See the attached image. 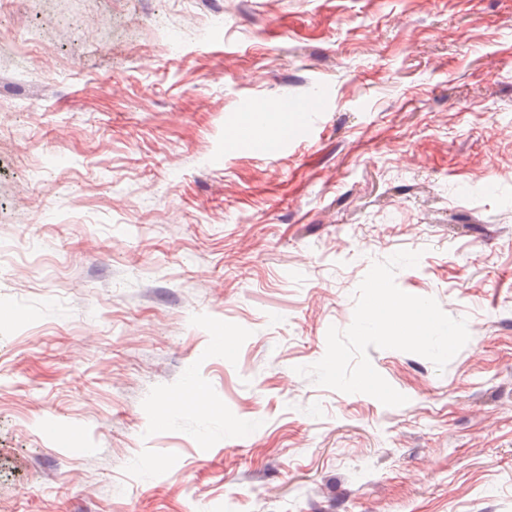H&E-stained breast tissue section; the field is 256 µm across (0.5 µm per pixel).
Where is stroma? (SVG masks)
<instances>
[{
    "instance_id": "35a3bbf8",
    "label": "stroma",
    "mask_w": 512,
    "mask_h": 512,
    "mask_svg": "<svg viewBox=\"0 0 512 512\" xmlns=\"http://www.w3.org/2000/svg\"><path fill=\"white\" fill-rule=\"evenodd\" d=\"M402 249L467 344L298 375ZM0 512H512V0L0 9ZM323 110V103L318 98H311L303 102L300 112H304V124L303 126H289L292 121V116L288 114V110L282 109L281 107H277L275 109V116L273 119V126L275 131L278 133L281 130H284L286 127L288 129L280 136V143L287 144L288 142L295 141L304 135L308 122L314 120L319 112Z\"/></svg>"
}]
</instances>
